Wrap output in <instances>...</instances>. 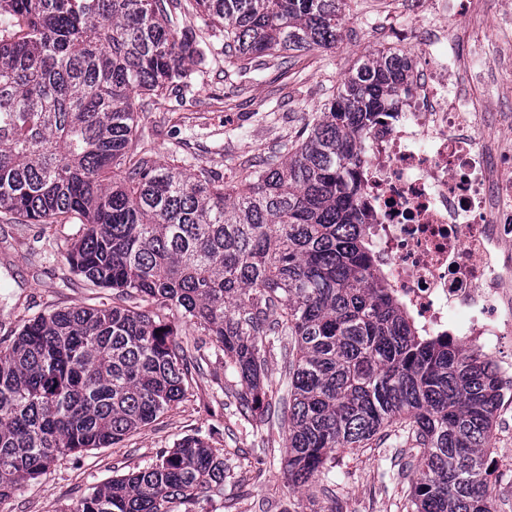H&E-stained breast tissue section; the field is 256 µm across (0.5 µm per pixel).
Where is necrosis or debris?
<instances>
[{
    "mask_svg": "<svg viewBox=\"0 0 512 512\" xmlns=\"http://www.w3.org/2000/svg\"><path fill=\"white\" fill-rule=\"evenodd\" d=\"M423 59L395 111L362 139L360 203L375 264L425 336H451L497 350L512 335V152L485 133L486 114L454 79L461 28L449 12L476 19L485 0H431Z\"/></svg>",
    "mask_w": 512,
    "mask_h": 512,
    "instance_id": "obj_1",
    "label": "necrosis or debris"
}]
</instances>
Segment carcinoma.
Segmentation results:
<instances>
[{"instance_id":"cac0c4a2","label":"carcinoma","mask_w":512,"mask_h":512,"mask_svg":"<svg viewBox=\"0 0 512 512\" xmlns=\"http://www.w3.org/2000/svg\"><path fill=\"white\" fill-rule=\"evenodd\" d=\"M346 0H0V214L78 220L73 274L128 306L28 320L0 350V501L65 453L106 448L179 401L190 375L177 315L224 350L246 420L287 428L306 489L345 449L398 426L421 449L414 512H492L490 441L503 381L482 352L421 336L377 271L358 205L359 140L413 78L406 52L362 55L296 139L226 180L160 162L134 98L183 97L206 60L329 48ZM279 344L283 392L266 385ZM197 435L70 512H168L224 485Z\"/></svg>"}]
</instances>
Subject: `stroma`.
Segmentation results:
<instances>
[{
	"mask_svg": "<svg viewBox=\"0 0 512 512\" xmlns=\"http://www.w3.org/2000/svg\"><path fill=\"white\" fill-rule=\"evenodd\" d=\"M343 39L336 48L312 50L283 63L263 60L262 70L241 72L226 63L223 35L203 31L209 52L193 66L182 104L136 97L137 133L161 161L187 159L192 168L220 173L268 148L294 140L298 130L336 92L354 61L367 51L397 45L418 55V32L428 25V0H348ZM495 37L477 26L463 55H474L486 75L468 87L487 112L512 110V76L498 70L487 52ZM237 136H230V129ZM76 224H14L0 219V345L11 343L25 321L58 310L115 301L71 273L66 260L79 235ZM179 339L197 351L184 397L155 422L119 444L60 457L38 479L21 483L0 502V512H67L69 506L112 477L155 463L162 450L198 435L224 455L226 477L201 494L193 512H411L414 471H397L392 458L410 448L389 430L363 448L337 454L330 493L291 487L284 471L283 429L249 424L238 411L237 375L224 365L223 350L195 327L180 325Z\"/></svg>",
	"mask_w": 512,
	"mask_h": 512,
	"instance_id": "obj_1",
	"label": "stroma"
}]
</instances>
